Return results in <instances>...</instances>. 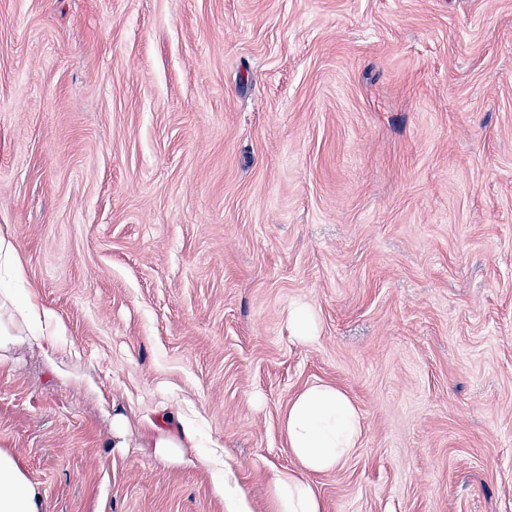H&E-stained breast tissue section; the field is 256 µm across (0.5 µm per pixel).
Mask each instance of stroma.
Wrapping results in <instances>:
<instances>
[{"label":"stroma","instance_id":"1","mask_svg":"<svg viewBox=\"0 0 512 512\" xmlns=\"http://www.w3.org/2000/svg\"><path fill=\"white\" fill-rule=\"evenodd\" d=\"M0 229L62 325L0 365L45 512H271L314 383L324 512H512V0H0ZM288 323L292 327L294 337L301 342H309L316 338L315 316L306 304H295L288 314ZM283 431L302 470L272 475L269 486L275 512H323L309 475L335 471L359 448L360 411L341 388L311 384L291 400ZM176 429L153 426L149 441L155 455L163 460L182 461L190 448H199L195 425L191 420L178 419Z\"/></svg>","mask_w":512,"mask_h":512}]
</instances>
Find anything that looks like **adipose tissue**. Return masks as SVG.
<instances>
[{"instance_id": "adipose-tissue-1", "label": "adipose tissue", "mask_w": 512, "mask_h": 512, "mask_svg": "<svg viewBox=\"0 0 512 512\" xmlns=\"http://www.w3.org/2000/svg\"><path fill=\"white\" fill-rule=\"evenodd\" d=\"M52 325V315L28 295L0 287V363L9 361L18 345L38 340ZM288 449L301 465L296 472H277L270 480L275 512H323L310 477L335 471L359 447L361 414L339 387L315 383L291 400L283 420ZM150 444L157 457L183 460L197 447L193 421L177 428H152ZM0 512H42L41 496L14 457L0 449Z\"/></svg>"}]
</instances>
